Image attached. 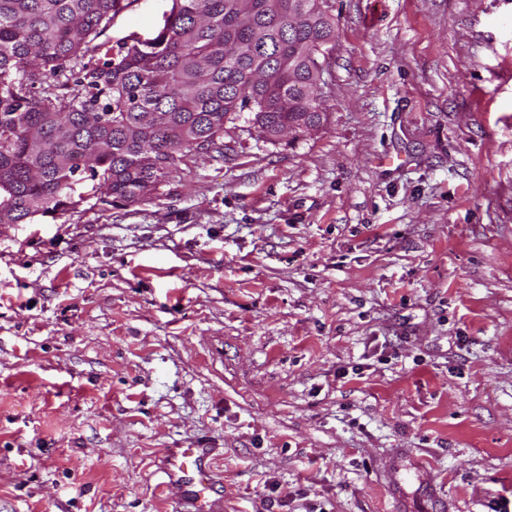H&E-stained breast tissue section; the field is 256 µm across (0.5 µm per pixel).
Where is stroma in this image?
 Returning a JSON list of instances; mask_svg holds the SVG:
<instances>
[{
  "instance_id": "obj_1",
  "label": "stroma",
  "mask_w": 512,
  "mask_h": 512,
  "mask_svg": "<svg viewBox=\"0 0 512 512\" xmlns=\"http://www.w3.org/2000/svg\"><path fill=\"white\" fill-rule=\"evenodd\" d=\"M170 0L102 36L154 37ZM320 126L0 224V512H493L512 487V0H331ZM210 448H169L162 462L163 487L176 496L178 512H222L223 504L209 496L212 486Z\"/></svg>"
}]
</instances>
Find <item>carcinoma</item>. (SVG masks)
Returning a JSON list of instances; mask_svg holds the SVG:
<instances>
[{
    "instance_id": "cac0c4a2",
    "label": "carcinoma",
    "mask_w": 512,
    "mask_h": 512,
    "mask_svg": "<svg viewBox=\"0 0 512 512\" xmlns=\"http://www.w3.org/2000/svg\"><path fill=\"white\" fill-rule=\"evenodd\" d=\"M132 2L0 0V224L75 211L101 187L141 201L223 150L225 122L245 110L267 138L304 112L326 119V95L279 59L316 38L333 52L332 17L314 31L279 0H171L153 39L99 41Z\"/></svg>"
}]
</instances>
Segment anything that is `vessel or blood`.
Wrapping results in <instances>:
<instances>
[{
  "instance_id": "1",
  "label": "vessel or blood",
  "mask_w": 512,
  "mask_h": 512,
  "mask_svg": "<svg viewBox=\"0 0 512 512\" xmlns=\"http://www.w3.org/2000/svg\"><path fill=\"white\" fill-rule=\"evenodd\" d=\"M211 455L208 448L168 449L162 462L166 476L163 486L176 496L177 512H223V504L209 496Z\"/></svg>"
}]
</instances>
